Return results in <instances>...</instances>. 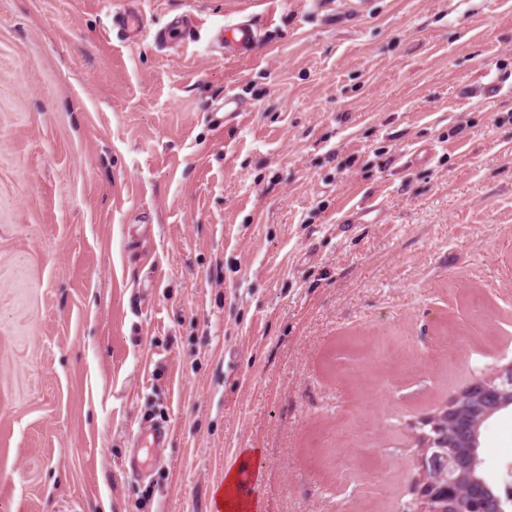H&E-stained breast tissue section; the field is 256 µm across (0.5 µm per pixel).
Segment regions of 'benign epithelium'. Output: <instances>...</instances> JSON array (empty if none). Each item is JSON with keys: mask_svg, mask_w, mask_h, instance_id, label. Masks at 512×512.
Segmentation results:
<instances>
[{"mask_svg": "<svg viewBox=\"0 0 512 512\" xmlns=\"http://www.w3.org/2000/svg\"><path fill=\"white\" fill-rule=\"evenodd\" d=\"M504 407H512L511 363L475 376L432 415L431 430H444V437L417 435L415 512H509L512 497L480 493L481 459L475 452L481 426Z\"/></svg>", "mask_w": 512, "mask_h": 512, "instance_id": "benign-epithelium-1", "label": "benign epithelium"}]
</instances>
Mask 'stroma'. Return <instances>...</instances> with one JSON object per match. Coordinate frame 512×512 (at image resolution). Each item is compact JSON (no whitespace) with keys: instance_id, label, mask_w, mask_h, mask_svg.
<instances>
[{"instance_id":"1","label":"stroma","mask_w":512,"mask_h":512,"mask_svg":"<svg viewBox=\"0 0 512 512\" xmlns=\"http://www.w3.org/2000/svg\"><path fill=\"white\" fill-rule=\"evenodd\" d=\"M352 2L0 0L5 512H212L249 452L256 512H408L414 425L512 362V0ZM480 442L503 491L512 407ZM259 41L257 33L244 23L227 24L221 30L220 42L224 45V50L240 54L251 53ZM138 438V453H134L130 458V468L133 472H140L144 468L153 465V462L142 460L139 456L140 448H160L164 446L168 438V430L165 427L155 424L138 423L136 427Z\"/></svg>"}]
</instances>
